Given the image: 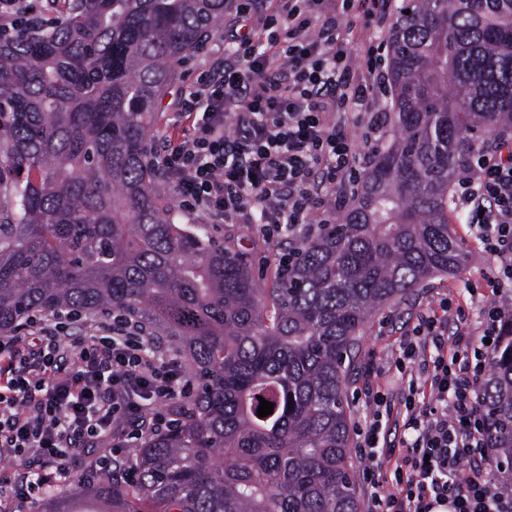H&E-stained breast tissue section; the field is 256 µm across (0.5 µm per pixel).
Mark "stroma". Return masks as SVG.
<instances>
[{"label": "stroma", "mask_w": 512, "mask_h": 512, "mask_svg": "<svg viewBox=\"0 0 512 512\" xmlns=\"http://www.w3.org/2000/svg\"><path fill=\"white\" fill-rule=\"evenodd\" d=\"M223 58L224 36L217 33L210 35L198 52L176 64L172 82L155 105L148 144H156L159 138L171 134L180 125L181 118L171 107L175 91L196 81L202 71L214 67ZM468 214L469 209L461 200L452 201L448 211L449 228L467 259L464 271L426 280L408 295L390 300L363 327L354 359L345 366L349 423H356L368 412L366 390L385 393L396 402L407 392L408 380L399 372L397 359L400 345L420 313L437 307L439 301H448L451 310L462 311L465 315L459 335L475 336L482 331L485 309L512 304V289L492 287L486 278L495 261L470 227ZM290 246L286 236L277 235L261 241L258 248L247 249L246 256L259 287L269 285L276 259ZM349 461L358 512H371L364 472L371 467L389 478L393 475L394 462L387 458L372 463L362 458L354 436L349 439Z\"/></svg>", "instance_id": "stroma-1"}]
</instances>
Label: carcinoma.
<instances>
[{
  "label": "carcinoma",
  "mask_w": 512,
  "mask_h": 512,
  "mask_svg": "<svg viewBox=\"0 0 512 512\" xmlns=\"http://www.w3.org/2000/svg\"><path fill=\"white\" fill-rule=\"evenodd\" d=\"M51 2L50 19L0 10V331L116 310L186 354L197 388L112 477L34 512H358L342 366L379 307L460 269L453 181L512 128V0H409L389 37L396 136L267 288L162 204L147 156L174 64L224 31L225 0ZM482 396L509 465L512 319Z\"/></svg>",
  "instance_id": "obj_1"
}]
</instances>
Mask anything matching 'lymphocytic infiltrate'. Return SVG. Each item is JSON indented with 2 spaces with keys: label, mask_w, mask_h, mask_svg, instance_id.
<instances>
[{
  "label": "lymphocytic infiltrate",
  "mask_w": 512,
  "mask_h": 512,
  "mask_svg": "<svg viewBox=\"0 0 512 512\" xmlns=\"http://www.w3.org/2000/svg\"><path fill=\"white\" fill-rule=\"evenodd\" d=\"M383 26L388 0H277L253 36L224 38V64L184 88L176 107L190 122L156 157L179 203L216 222L259 225L262 236L347 207L358 188L357 148L333 115L361 106L381 76L378 48L363 45L365 73L351 68L346 35L356 19ZM462 195L485 249L499 261L494 284L512 282V142L472 157ZM506 312L489 309L482 335L450 339L448 317L419 316L403 356L416 371L402 402L411 432L395 490L371 481L383 512H512V475L490 462L480 385ZM73 318H35L0 336V512H31L77 473L110 472L112 456L158 431L161 404L185 398L192 378L124 316L73 333ZM428 384L431 404L420 403ZM356 424L363 458L380 456L394 411L383 393Z\"/></svg>",
  "instance_id": "1"
}]
</instances>
